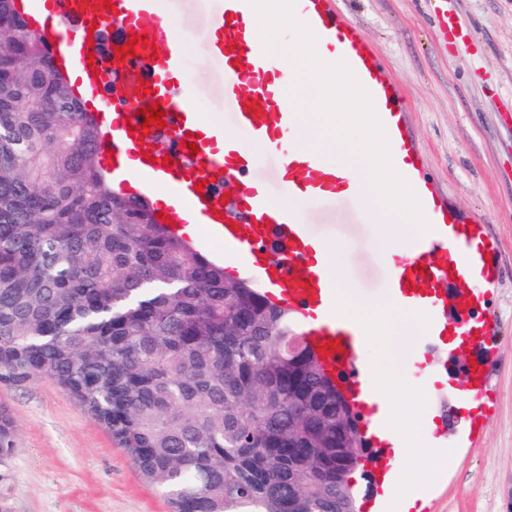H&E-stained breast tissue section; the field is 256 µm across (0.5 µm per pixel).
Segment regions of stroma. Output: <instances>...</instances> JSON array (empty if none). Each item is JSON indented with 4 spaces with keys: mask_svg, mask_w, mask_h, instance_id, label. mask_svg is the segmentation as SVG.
<instances>
[{
    "mask_svg": "<svg viewBox=\"0 0 512 512\" xmlns=\"http://www.w3.org/2000/svg\"><path fill=\"white\" fill-rule=\"evenodd\" d=\"M342 20L363 28L384 75L407 104V129L419 143L435 187L449 204L480 218L498 244L500 276L488 291L498 326L484 424L469 435L449 423L462 382L454 361L430 353L415 358L421 333L380 336L368 343L372 362L390 368L411 409L433 416L452 454L430 447L417 460L396 455V471L414 469L421 512H512V129L497 109L512 104V0H448L475 32V48H448L424 0H335ZM173 29L184 39L186 78L209 118L222 110V70L207 51L206 12L199 0H165ZM305 220L327 244L343 248L342 270L359 303H386L390 265L381 252L383 225L361 206L307 203ZM446 367L445 381H424L426 365ZM0 408L18 428L11 499L14 512H169L106 430L45 377L0 384Z\"/></svg>",
    "mask_w": 512,
    "mask_h": 512,
    "instance_id": "35a3bbf8",
    "label": "stroma"
}]
</instances>
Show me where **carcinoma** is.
<instances>
[{
  "label": "carcinoma",
  "instance_id": "1",
  "mask_svg": "<svg viewBox=\"0 0 512 512\" xmlns=\"http://www.w3.org/2000/svg\"><path fill=\"white\" fill-rule=\"evenodd\" d=\"M48 40L0 0V384L53 380L170 512H359L358 420L296 319L115 191ZM17 428L0 410V512Z\"/></svg>",
  "mask_w": 512,
  "mask_h": 512
}]
</instances>
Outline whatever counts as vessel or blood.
I'll list each match as a JSON object with an SVG mask.
<instances>
[{
    "label": "vessel or blood",
    "instance_id": "obj_1",
    "mask_svg": "<svg viewBox=\"0 0 512 512\" xmlns=\"http://www.w3.org/2000/svg\"><path fill=\"white\" fill-rule=\"evenodd\" d=\"M162 2L111 0L107 9L101 0H38L31 28L49 38L60 67L74 74L77 95L101 131L98 151L113 185L132 196L144 186L157 189L163 198L154 210L172 228L203 225L211 239L240 255L271 301L295 314L304 340L326 347L322 364L359 413L369 445L393 453L389 418L369 381L365 333L336 310L338 283L326 244L309 231L299 209L280 201L285 194L336 204L357 198L360 186L320 151L302 144L283 148L284 138L297 134L299 117L284 71L262 51L247 0H212L205 33L210 54L223 67L231 136L198 111L185 79L183 42L170 29ZM430 3L450 41L473 40L448 0ZM295 12L316 34L321 55L346 60L371 94L399 172L415 187L432 225L409 241L410 256L397 264L386 293L421 316L424 350L455 338L472 352L462 374L468 391L484 396L495 324L483 287L499 276L492 238L480 219L463 216L436 190L408 134L406 105L383 76L365 32L338 20L334 0H296ZM134 35L142 39L136 53L116 56ZM144 81L151 92L141 96ZM155 106L164 113V126L147 125L141 114ZM259 143L268 146L267 154L256 152ZM458 290L463 304L449 309L448 296Z\"/></svg>",
    "mask_w": 512,
    "mask_h": 512
}]
</instances>
